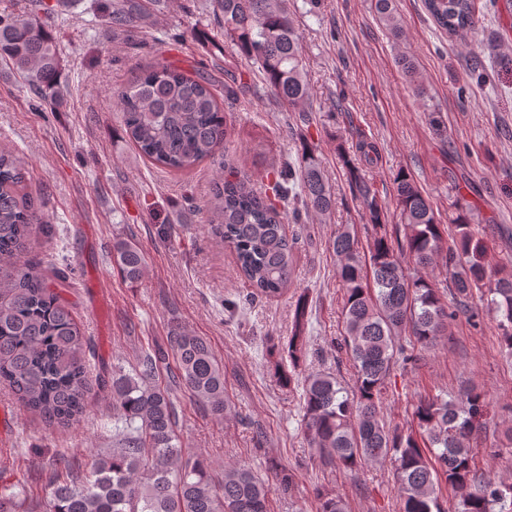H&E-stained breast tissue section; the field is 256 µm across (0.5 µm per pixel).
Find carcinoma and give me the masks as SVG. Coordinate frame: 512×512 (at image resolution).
<instances>
[{
    "instance_id": "1",
    "label": "carcinoma",
    "mask_w": 512,
    "mask_h": 512,
    "mask_svg": "<svg viewBox=\"0 0 512 512\" xmlns=\"http://www.w3.org/2000/svg\"><path fill=\"white\" fill-rule=\"evenodd\" d=\"M474 2L424 0V7L438 28L462 40L477 31ZM209 4L228 53L224 98H237L243 88L236 75L243 58L263 73L267 92L284 111L307 116L310 84L288 0ZM372 7L388 37L400 42L404 22L397 0H372ZM167 8L168 0H108L99 18L112 35L130 39L153 13ZM0 59L23 77L38 103L57 98L61 49L38 11L0 15ZM397 64L414 95L431 99L415 58L401 53ZM117 105L127 137L151 163L184 173L204 160L217 162L202 209L208 233L233 249L251 287L244 301L287 290L294 281L298 237L288 235L270 196L252 188V176L226 151L229 129L209 78L172 64L154 65L118 92ZM317 152L318 145L305 138L296 162L269 171L274 195L301 205L293 209L296 224L304 211L328 217L336 205ZM336 152L370 238L364 251L354 229L344 225L329 241L344 290V336L337 348L352 365L351 383L330 370L298 376L307 317L302 295L285 350L288 361L275 364L281 387L301 385L309 447L322 466L354 481L364 466L390 460L399 512H445L444 487L456 501L455 512H512V483L484 476L477 465V439L489 423L481 390L419 398L405 429L388 426L381 415L394 372L418 367L422 352L448 335L461 315L477 327L482 312L493 314L501 344L512 356V270L489 265L485 231L474 223L459 187L448 197L445 225L413 178L398 172L392 224L386 201L366 177L379 160L376 142L360 134L349 148L338 143ZM27 174L18 154L0 148V384L27 410L64 427L82 414L92 381L83 335L70 310L45 274L24 261L36 239L52 228L26 192ZM439 262L444 279L421 274ZM112 265L130 282L147 270L145 253L132 238L113 242ZM177 388L218 419L230 409L224 365L203 337L179 327L166 344L140 354L133 374L112 376V418L123 423L115 429L117 447L81 477L58 473L44 512H269L272 492L288 495L293 477L286 468L273 469L271 484L234 465L215 477L202 462L184 458ZM317 499L319 512H346L328 489H319ZM0 512H27L25 500L15 492L0 494Z\"/></svg>"
}]
</instances>
